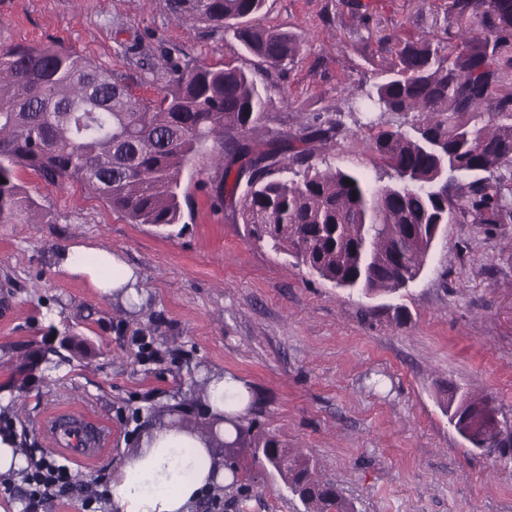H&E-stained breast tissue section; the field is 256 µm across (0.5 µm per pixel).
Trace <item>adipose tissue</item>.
Here are the masks:
<instances>
[{"label":"adipose tissue","instance_id":"obj_1","mask_svg":"<svg viewBox=\"0 0 512 512\" xmlns=\"http://www.w3.org/2000/svg\"><path fill=\"white\" fill-rule=\"evenodd\" d=\"M57 271L86 281L105 297H119L127 303L137 300V269L112 250L72 244L58 252ZM249 391L231 374L211 382L206 401L208 416L221 427L224 436L234 437L228 419L243 415ZM194 451L192 478L178 476L175 454L179 449ZM231 474L222 459L204 441L185 432L163 426L153 431L151 444L142 456L125 462L112 475L110 499L114 512H191L204 491L229 483Z\"/></svg>","mask_w":512,"mask_h":512}]
</instances>
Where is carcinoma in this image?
Listing matches in <instances>:
<instances>
[{"mask_svg":"<svg viewBox=\"0 0 512 512\" xmlns=\"http://www.w3.org/2000/svg\"><path fill=\"white\" fill-rule=\"evenodd\" d=\"M265 0H188L213 25L232 32L258 60L246 70L185 65L159 99L132 93L112 72L62 47L0 51V223L27 224L37 203L15 182L25 168L58 184L79 181L132 224L180 223V175L211 141L219 188L235 195L248 172L241 220L249 236L294 257L339 288L365 295L398 292L422 271L435 226L512 222V0H452L455 22L478 20L490 37L444 47L398 41L367 94L371 105L403 121L361 141L374 167L394 179L377 185L356 171L315 159L316 141L340 132L335 122L301 124L302 135L257 140L268 118L271 72L295 62L301 40L261 22ZM352 184H346V181ZM466 400L448 397L456 426ZM226 442L206 424L224 467L253 424L232 419ZM273 458L255 457L284 478L308 512H354L337 489L312 479L308 458L288 454L272 437L254 438Z\"/></svg>","mask_w":512,"mask_h":512,"instance_id":"cac0c4a2","label":"carcinoma"}]
</instances>
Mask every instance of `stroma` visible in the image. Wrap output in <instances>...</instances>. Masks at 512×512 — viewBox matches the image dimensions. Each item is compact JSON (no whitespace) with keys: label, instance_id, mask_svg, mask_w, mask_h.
I'll return each instance as SVG.
<instances>
[{"label":"stroma","instance_id":"obj_1","mask_svg":"<svg viewBox=\"0 0 512 512\" xmlns=\"http://www.w3.org/2000/svg\"><path fill=\"white\" fill-rule=\"evenodd\" d=\"M263 22L303 42L292 68L271 77L268 133H297L303 115L336 119L327 163L379 181L354 147L368 122L387 120L365 109L379 43L448 40V0H266ZM51 44L153 100L180 66L255 63L184 0H0V50ZM219 180L202 148L180 176L181 222L160 229L129 223L83 184L18 170L38 215L0 224V422L34 456L68 465L74 486L32 506L23 472L0 474V512H110L112 473L161 422L150 408L224 372L250 391L254 433L316 461V479L356 512H512V223L447 225L412 284L367 296L254 243ZM79 243L137 268L139 305L55 271L56 252ZM38 350L68 362L33 373L18 415L15 368ZM452 387L494 400L508 423L494 451L449 424ZM67 413L105 432L93 465L45 439L49 418ZM239 460L247 474L194 512H305L252 465L251 449Z\"/></svg>","mask_w":512,"mask_h":512}]
</instances>
